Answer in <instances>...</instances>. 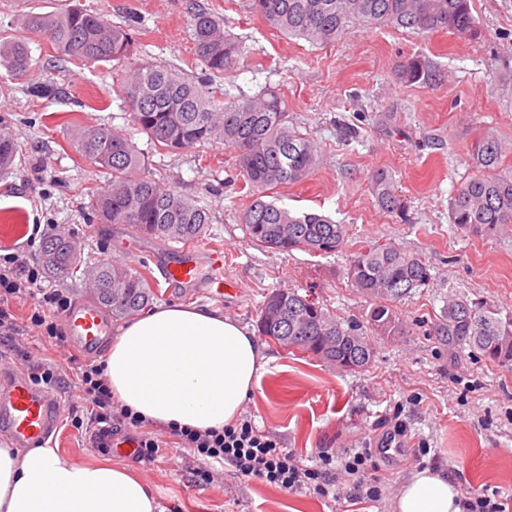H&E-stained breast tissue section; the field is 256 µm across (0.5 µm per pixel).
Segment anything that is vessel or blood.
<instances>
[{"label":"vessel or blood","instance_id":"vessel-or-blood-1","mask_svg":"<svg viewBox=\"0 0 512 512\" xmlns=\"http://www.w3.org/2000/svg\"><path fill=\"white\" fill-rule=\"evenodd\" d=\"M208 259L214 275L210 286L214 295H224V252L210 250ZM201 271L198 248H179L175 259L161 268L165 283L194 284ZM65 345L68 349L93 357L101 353L112 333V323L94 302L81 300L63 316ZM61 402L49 388L35 384L30 370L15 365L0 370V436H6L12 447L37 448L46 445L59 424Z\"/></svg>","mask_w":512,"mask_h":512}]
</instances>
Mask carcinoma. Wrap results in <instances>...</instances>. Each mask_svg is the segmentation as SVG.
Instances as JSON below:
<instances>
[{"instance_id": "1", "label": "carcinoma", "mask_w": 512, "mask_h": 512, "mask_svg": "<svg viewBox=\"0 0 512 512\" xmlns=\"http://www.w3.org/2000/svg\"><path fill=\"white\" fill-rule=\"evenodd\" d=\"M282 34L312 46L339 40L356 25H386L418 35L448 32L476 39L481 35L471 0H249ZM195 51L204 70L221 77L240 54L224 34L222 21L204 8L191 14ZM24 28L48 37L58 52L82 62L123 61L132 57L135 38L126 25H116L86 9L32 14ZM0 64L17 77L30 68L26 42L0 46ZM409 81L425 76L419 57L401 66ZM124 98L137 129L165 149L221 141L234 152L249 185L251 201L241 214L248 239L281 252L304 250L332 254L343 244L346 227L315 211L294 212L268 200L266 191L304 180L319 160L316 143L287 124L283 101L274 93L220 102L207 83H192L164 68L136 67L128 73ZM78 151L112 172L109 192L92 207L105 224H127L165 240L189 242L210 223L206 206L161 187L145 174L144 158L133 143L107 127H82L75 133ZM18 153L12 134L0 127V172L8 170ZM505 150L498 135L488 130L470 156L475 174L460 185L448 203L449 223L461 231L493 237L512 226V174H500ZM379 208L399 213L403 201L391 178L373 177ZM42 264L66 277L81 263V248L70 237L49 238L40 251ZM96 303L116 317L145 309L154 297L148 279L128 264L88 266ZM348 277L363 295L377 300L369 322L384 336L405 328L393 303L431 281L430 266L421 256L392 243L373 244L350 261ZM258 332L288 348H297L331 365L350 371L371 364L374 351L363 325L341 321L295 290L269 294L257 321ZM440 333L448 348L470 349L485 361L512 371V310L487 302L451 298L444 308ZM350 336L360 337L353 344Z\"/></svg>"}]
</instances>
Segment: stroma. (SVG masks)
I'll use <instances>...</instances> for the list:
<instances>
[{
	"label": "stroma",
	"instance_id": "35a3bbf8",
	"mask_svg": "<svg viewBox=\"0 0 512 512\" xmlns=\"http://www.w3.org/2000/svg\"><path fill=\"white\" fill-rule=\"evenodd\" d=\"M199 6L222 19L225 33L244 48L213 87L229 101L278 94L289 126L320 145L314 171L276 188L273 199L344 225L347 237L336 253L252 245L239 221L248 199L233 153L219 142L171 152L134 126L123 96L130 69L164 66L186 80L203 79L190 23ZM75 7L101 12L113 23H133L137 50L125 62L86 63L60 56L49 41L31 34L27 76L17 79L0 67V124L19 145L12 168L0 173V258L18 253L38 264L44 240L63 226L90 263L126 261L141 270L155 306H210L252 327L265 296L288 289L312 296L337 317L367 322L374 301L352 287V257L369 241L418 254L432 279L397 303L404 334L371 336L368 367L343 371L266 341L269 363L244 410L258 429L311 467L322 454H355L401 425L402 448L374 455L365 471L380 484L382 497L356 512H396L402 485L420 467L448 470L463 493L512 496V372L473 352L451 356L446 337L436 331L453 293L512 309V230L488 239L448 222V200L470 176L467 154L486 130L499 134L505 164L512 167V0H472L481 29L475 40L377 25L355 28L325 47L281 35L250 12L246 0H0V43L24 35L27 15ZM413 56L425 62L428 79L410 83L399 74L400 62ZM340 120L357 129V138H341ZM81 126L125 135L142 153L147 175L207 206L212 222L196 244L203 251L223 249L231 294H210L207 267L198 285L167 287L154 259L165 256L168 241L102 223L92 203L108 191L112 175L77 151L74 133ZM380 172L392 178L403 213L376 205L372 178ZM32 308L25 296L11 302L26 342L75 383L85 356L64 361L54 342L29 331ZM62 403L53 447L79 463L101 459L84 426V401L66 395ZM152 432L159 444L154 462L117 455L111 461L143 476L166 512H345L348 506L346 499L306 488L285 491L239 477L229 465L213 480L193 481L192 471L206 467L204 458L182 447L169 429L156 425Z\"/></svg>",
	"mask_w": 512,
	"mask_h": 512
}]
</instances>
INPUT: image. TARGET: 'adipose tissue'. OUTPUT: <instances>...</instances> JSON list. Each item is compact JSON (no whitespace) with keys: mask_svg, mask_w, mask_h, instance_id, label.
I'll use <instances>...</instances> for the list:
<instances>
[{"mask_svg":"<svg viewBox=\"0 0 512 512\" xmlns=\"http://www.w3.org/2000/svg\"><path fill=\"white\" fill-rule=\"evenodd\" d=\"M103 376L125 408L166 427L204 433L238 419L266 357L253 331L220 309L169 305L126 323ZM442 470L412 471L397 512H461ZM0 512H164L152 487L109 461L77 463L46 445H0Z\"/></svg>","mask_w":512,"mask_h":512,"instance_id":"ef3b65f1","label":"adipose tissue"}]
</instances>
